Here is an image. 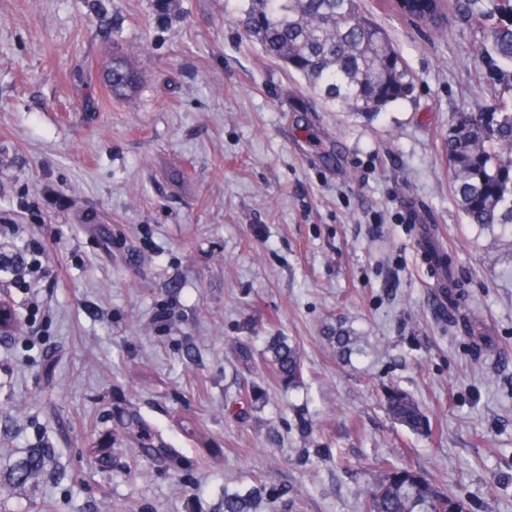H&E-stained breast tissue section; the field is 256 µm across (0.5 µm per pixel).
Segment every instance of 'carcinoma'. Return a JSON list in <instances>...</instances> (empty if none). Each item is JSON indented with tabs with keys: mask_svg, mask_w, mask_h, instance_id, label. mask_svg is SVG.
<instances>
[{
	"mask_svg": "<svg viewBox=\"0 0 512 512\" xmlns=\"http://www.w3.org/2000/svg\"><path fill=\"white\" fill-rule=\"evenodd\" d=\"M398 16L433 32L448 24L449 0H386ZM455 8L482 34L474 60L485 72L492 93L480 104L457 111L448 132V166L453 194L468 224L512 226V0H456ZM231 18L270 59L296 73L330 110L373 119L409 98L414 75L405 65L388 32L373 19L365 0H235ZM112 97L127 98L140 87L141 75L126 53H112ZM422 240L444 274L448 292L456 286L454 271L431 227ZM338 357L345 356L352 338L338 326L326 336ZM270 368L281 382L302 381L303 365L295 347L282 338L269 345ZM390 417L417 433L431 431L429 416L407 392H385ZM112 446L135 448L142 460L178 470L179 451L137 408L112 413ZM45 471L36 454L15 472L26 483ZM262 488L224 491L222 512H257ZM363 512H468L459 496L436 486L415 468L393 469L362 493Z\"/></svg>",
	"mask_w": 512,
	"mask_h": 512,
	"instance_id": "1",
	"label": "carcinoma"
}]
</instances>
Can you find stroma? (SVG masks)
Returning <instances> with one entry per match:
<instances>
[{
    "label": "stroma",
    "mask_w": 512,
    "mask_h": 512,
    "mask_svg": "<svg viewBox=\"0 0 512 512\" xmlns=\"http://www.w3.org/2000/svg\"><path fill=\"white\" fill-rule=\"evenodd\" d=\"M374 18L415 86L369 121L315 101L225 0H0V224L44 268L0 278L19 321L0 337V512H219L255 469L259 512H362L378 461L425 469L469 512H512V228L465 223L444 149L456 111L491 95L479 35L454 12L444 37ZM116 47L142 74L129 99L102 89ZM337 324L357 338L345 360ZM278 336L299 387L269 370ZM392 385L429 435L388 417ZM130 403L180 470L112 447ZM201 438L221 451L205 467ZM35 453L43 479L17 484ZM422 240L426 249L434 256L438 269L444 274V279L448 285V293L452 294L453 288L456 286L454 271L452 266L448 263V258L445 255L442 243L436 237L434 230L430 226L423 228Z\"/></svg>",
    "instance_id": "35a3bbf8"
}]
</instances>
